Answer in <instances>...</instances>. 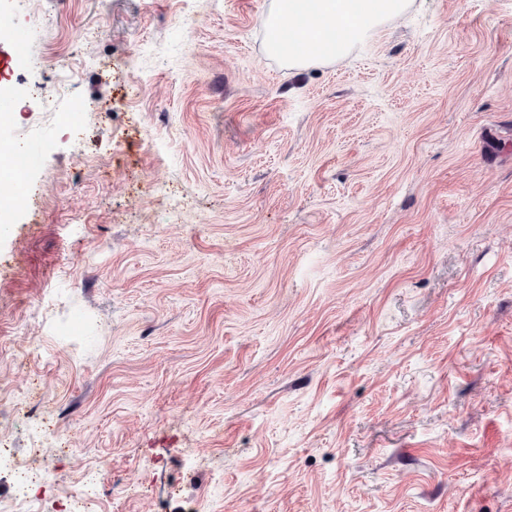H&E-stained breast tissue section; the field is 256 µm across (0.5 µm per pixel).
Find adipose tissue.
I'll return each mask as SVG.
<instances>
[{
  "instance_id": "adipose-tissue-1",
  "label": "adipose tissue",
  "mask_w": 512,
  "mask_h": 512,
  "mask_svg": "<svg viewBox=\"0 0 512 512\" xmlns=\"http://www.w3.org/2000/svg\"><path fill=\"white\" fill-rule=\"evenodd\" d=\"M411 0H274L269 51L289 68L347 57L371 27L402 16Z\"/></svg>"
}]
</instances>
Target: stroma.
Segmentation results:
<instances>
[{"instance_id": "obj_1", "label": "stroma", "mask_w": 512, "mask_h": 512, "mask_svg": "<svg viewBox=\"0 0 512 512\" xmlns=\"http://www.w3.org/2000/svg\"><path fill=\"white\" fill-rule=\"evenodd\" d=\"M271 6L0 0V439L96 512H512V0L302 71Z\"/></svg>"}]
</instances>
